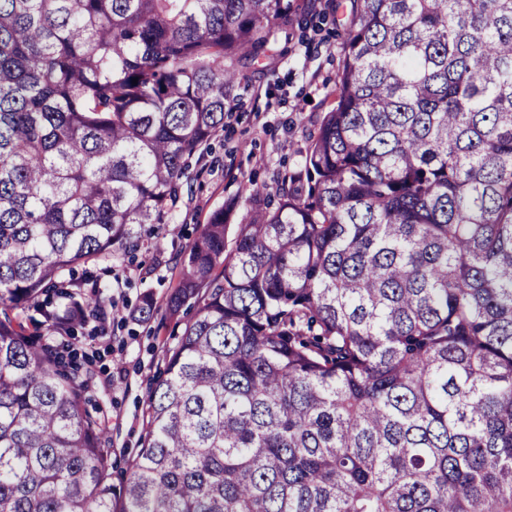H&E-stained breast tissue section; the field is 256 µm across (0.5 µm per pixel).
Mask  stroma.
Listing matches in <instances>:
<instances>
[{
    "label": "stroma",
    "mask_w": 512,
    "mask_h": 512,
    "mask_svg": "<svg viewBox=\"0 0 512 512\" xmlns=\"http://www.w3.org/2000/svg\"><path fill=\"white\" fill-rule=\"evenodd\" d=\"M355 7V0H314L302 23L279 34L269 57L239 67L224 127L202 160L205 174L185 192L158 247L120 265H98L106 320L79 339L94 356L80 380L88 411L106 423L113 486L122 484L141 446L147 394L165 369L166 350L194 314L187 305L176 318L138 322L132 310L147 297L164 309L181 255L213 211L224 209L229 231H236L246 214L242 183L275 193L281 175L303 162L307 137L334 105L333 81Z\"/></svg>",
    "instance_id": "stroma-1"
}]
</instances>
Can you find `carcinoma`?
<instances>
[{
	"label": "carcinoma",
	"instance_id": "carcinoma-1",
	"mask_svg": "<svg viewBox=\"0 0 512 512\" xmlns=\"http://www.w3.org/2000/svg\"><path fill=\"white\" fill-rule=\"evenodd\" d=\"M312 7L0 0V512H512V0H359L277 206L245 183L232 250L220 208L183 253L119 489L12 315L101 320L75 269L165 232L236 67Z\"/></svg>",
	"mask_w": 512,
	"mask_h": 512
}]
</instances>
